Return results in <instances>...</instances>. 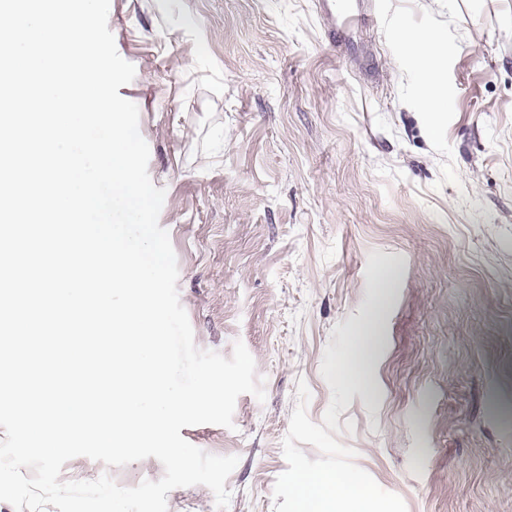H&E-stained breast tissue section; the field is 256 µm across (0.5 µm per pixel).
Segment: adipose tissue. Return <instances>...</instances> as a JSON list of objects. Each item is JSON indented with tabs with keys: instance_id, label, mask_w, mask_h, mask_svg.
<instances>
[{
	"instance_id": "adipose-tissue-1",
	"label": "adipose tissue",
	"mask_w": 512,
	"mask_h": 512,
	"mask_svg": "<svg viewBox=\"0 0 512 512\" xmlns=\"http://www.w3.org/2000/svg\"><path fill=\"white\" fill-rule=\"evenodd\" d=\"M290 487L313 512L332 502L347 506L349 512H368L369 490L341 471L303 472Z\"/></svg>"
}]
</instances>
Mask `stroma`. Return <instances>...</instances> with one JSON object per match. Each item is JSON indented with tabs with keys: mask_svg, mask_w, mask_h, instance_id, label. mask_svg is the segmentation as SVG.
Returning a JSON list of instances; mask_svg holds the SVG:
<instances>
[{
	"mask_svg": "<svg viewBox=\"0 0 512 512\" xmlns=\"http://www.w3.org/2000/svg\"><path fill=\"white\" fill-rule=\"evenodd\" d=\"M373 2L352 65L313 0H110L195 344L243 342L264 382L234 429L180 431L238 456L226 512H302L291 478L336 470L371 512H512V0ZM413 29L442 44L434 76L400 46ZM380 266L379 341L348 383ZM93 473L164 469L81 456L60 478Z\"/></svg>",
	"mask_w": 512,
	"mask_h": 512,
	"instance_id": "stroma-1",
	"label": "stroma"
}]
</instances>
